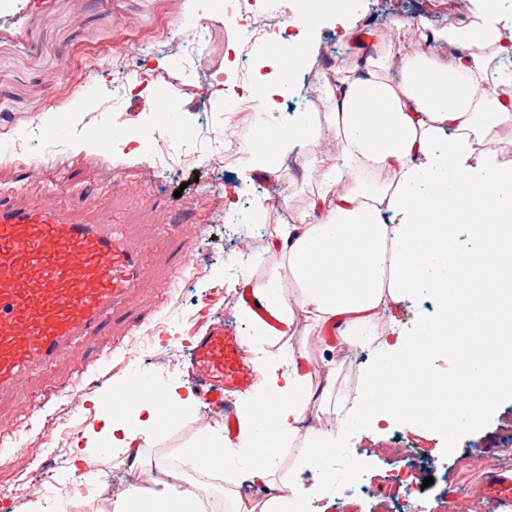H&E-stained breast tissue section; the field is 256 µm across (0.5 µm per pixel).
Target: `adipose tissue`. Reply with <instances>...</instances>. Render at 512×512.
<instances>
[{"label": "adipose tissue", "instance_id": "1", "mask_svg": "<svg viewBox=\"0 0 512 512\" xmlns=\"http://www.w3.org/2000/svg\"><path fill=\"white\" fill-rule=\"evenodd\" d=\"M348 14V0H311L298 17L299 34L266 54V66L277 75L258 86L267 105L291 92L282 76L306 69L322 22L332 18L343 26ZM511 27L512 13L502 10L501 0H478L468 23L437 35L465 46L466 54L446 58L410 45L391 54L405 30L399 24L361 67L326 79V125L339 139L336 169L322 179L298 222L283 225L275 246L301 285L299 306L313 314L314 337L327 358L312 366L302 341L288 369L273 360L261 363L275 396L249 402L241 421L258 493L232 501V512H303L310 493L326 494L325 451L335 442L301 427L312 409L329 400L311 379L317 373L332 377L337 347L367 341L381 307L403 302L420 286L431 288L440 303L439 321L419 320L383 340L406 379L392 382L386 365L370 367L354 414L339 422V430L352 425L361 431L394 419L410 428L423 419L447 422L458 433L479 423L480 408L512 392V367L499 360L503 348H512V168L496 161L499 131L512 127V104L496 92L502 59L512 53L502 32ZM320 131L303 117L287 133L258 136L250 148L251 170L273 169ZM460 224L477 243L466 253L458 251L452 234ZM445 340L460 353L468 383L442 394L427 385V362L434 342ZM388 391L399 402L393 412L376 401ZM445 401L455 406V417L441 412ZM131 412L134 428L108 419L112 438L126 448L162 422L157 399L146 394L134 396ZM286 438L308 447L312 487L285 485L271 471L269 460ZM197 510L196 500L167 487L127 494L114 506V512Z\"/></svg>", "mask_w": 512, "mask_h": 512}]
</instances>
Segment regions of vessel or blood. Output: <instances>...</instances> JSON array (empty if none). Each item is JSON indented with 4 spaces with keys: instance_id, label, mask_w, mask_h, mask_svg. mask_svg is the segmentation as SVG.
<instances>
[{
    "instance_id": "obj_1",
    "label": "vessel or blood",
    "mask_w": 512,
    "mask_h": 512,
    "mask_svg": "<svg viewBox=\"0 0 512 512\" xmlns=\"http://www.w3.org/2000/svg\"><path fill=\"white\" fill-rule=\"evenodd\" d=\"M0 191V395L67 355L111 317L138 328L132 306L146 252L126 243L123 224H76L59 210L19 209ZM192 372L206 402L256 381L242 340L215 321L198 337Z\"/></svg>"
}]
</instances>
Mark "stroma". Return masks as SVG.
Instances as JSON below:
<instances>
[{
	"instance_id": "stroma-1",
	"label": "stroma",
	"mask_w": 512,
	"mask_h": 512,
	"mask_svg": "<svg viewBox=\"0 0 512 512\" xmlns=\"http://www.w3.org/2000/svg\"><path fill=\"white\" fill-rule=\"evenodd\" d=\"M354 30L385 34L395 24L417 17L438 30L458 23L462 0H356ZM239 31L228 25L220 0H0V141L19 137L26 144V165L0 163V189L15 192L17 203L49 204L75 223L104 220L127 225L132 244L145 247L147 264L133 306L149 315L148 323L130 332L126 322L83 338L73 352L52 367L23 380L14 393L0 396V512H88L91 484L71 472L75 445L87 447L97 465L112 476V494L128 493L125 449L102 445L105 422L98 401L122 391L132 373L154 370L163 394L192 390L187 355L196 328L219 316L235 324L252 364L273 359L287 364L293 346L306 335L312 319L299 308L301 290L286 258L275 248L280 225L295 223L316 189L305 181L304 163L319 174L335 170L339 144L324 126L328 110L322 76L345 75L357 65L358 46L322 27L315 57L297 78L298 94L278 99L266 113L269 129L287 126L300 108L321 123L319 137L303 154L286 156L268 173L249 169L250 156L218 164L210 155L224 149L226 106L246 102V88L256 80L259 64L238 53ZM125 72L126 83L115 81ZM179 99L167 121H159L160 95ZM119 112L132 113L127 122ZM134 146H125V139ZM74 154L58 168L43 160L47 140ZM199 155L183 160L186 145ZM185 231L172 229L174 214ZM240 256L239 268L225 265V255ZM276 282L282 296L295 304V318L284 337L265 335L261 322L243 312L244 287ZM433 299L419 288L408 301L380 311L383 327L410 328L416 320H436ZM339 371L332 399L352 404L347 385L362 378L381 357L375 347H347L337 354ZM224 414L207 412L194 401L187 415L140 440V468L148 484L182 485L190 446L200 440L195 419ZM309 425L335 437L343 448H362L365 470L354 472L350 486L358 495L312 498L311 512H376L385 498L404 494L409 479L433 477L417 490L425 512L484 507L486 477L501 472L500 456L512 454V395L482 426L449 438L440 422H420L407 429L381 423L365 437L338 435L332 410L312 411ZM407 441L425 463L415 471L382 456L381 451ZM66 451L59 460L57 446ZM301 443H285L270 466L276 477L311 485L303 468ZM29 481L28 499L20 484Z\"/></svg>"
}]
</instances>
